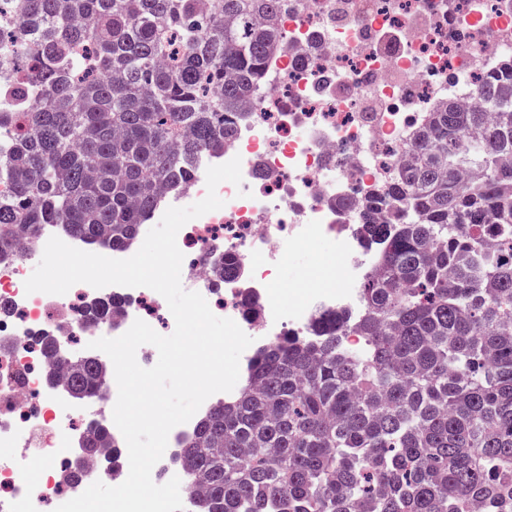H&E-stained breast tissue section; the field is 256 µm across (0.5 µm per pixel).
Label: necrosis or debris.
I'll use <instances>...</instances> for the list:
<instances>
[{
    "instance_id": "4bbe7bcc",
    "label": "necrosis or debris",
    "mask_w": 512,
    "mask_h": 512,
    "mask_svg": "<svg viewBox=\"0 0 512 512\" xmlns=\"http://www.w3.org/2000/svg\"><path fill=\"white\" fill-rule=\"evenodd\" d=\"M281 50L264 71L266 91L247 107L231 143L207 166L241 159V185L222 182L221 209L190 220L178 235L184 254L181 284L199 292L211 311L234 320L255 341L304 336L316 311H357L371 257L355 233L359 210L339 211L337 196L363 198L396 170L428 112L444 102L477 98L476 80L512 58V0H282ZM206 195V171L167 191L147 222L159 224L172 206ZM75 248L69 233L45 227L34 246L0 258V512H45L83 493L70 463L77 423L99 422L90 401H75L51 383L43 339L115 338L135 320L156 325L163 297L147 287L70 288L66 294L26 293L24 283L51 236ZM330 240L336 250L321 282L303 300L277 291L273 275L286 254ZM235 255L246 280L215 289L211 261ZM118 298L106 322L85 310ZM252 302L257 316L247 315ZM51 459L36 478L31 460Z\"/></svg>"
}]
</instances>
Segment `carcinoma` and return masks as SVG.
<instances>
[{"label": "carcinoma", "instance_id": "obj_1", "mask_svg": "<svg viewBox=\"0 0 512 512\" xmlns=\"http://www.w3.org/2000/svg\"><path fill=\"white\" fill-rule=\"evenodd\" d=\"M281 0H23L0 58V252L61 224L122 248L236 132L283 40ZM428 115L361 211V307L256 350L174 461L199 512H512V75ZM224 276L240 277L231 255ZM354 331L359 346L347 343ZM63 382L111 379L87 356ZM111 439L96 426L90 452Z\"/></svg>", "mask_w": 512, "mask_h": 512}]
</instances>
